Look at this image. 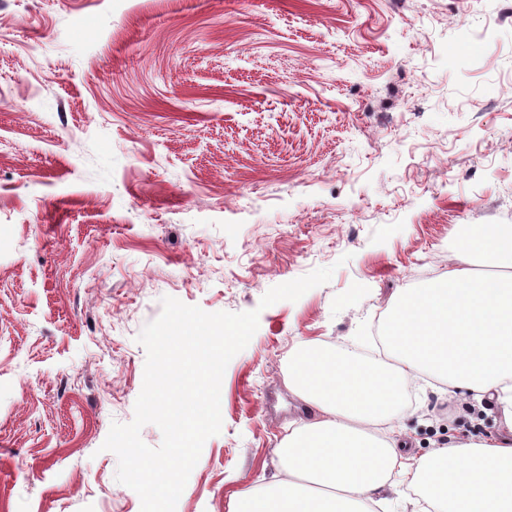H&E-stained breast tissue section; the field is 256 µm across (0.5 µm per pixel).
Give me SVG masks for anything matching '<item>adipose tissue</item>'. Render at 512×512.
I'll list each match as a JSON object with an SVG mask.
<instances>
[{"label":"adipose tissue","instance_id":"1","mask_svg":"<svg viewBox=\"0 0 512 512\" xmlns=\"http://www.w3.org/2000/svg\"><path fill=\"white\" fill-rule=\"evenodd\" d=\"M385 339V367L303 344L288 388L310 414L289 421L273 479L235 493L230 512H362L397 469L429 512H512V225L461 234L443 275L398 295ZM423 375L496 403V436L403 453L400 391Z\"/></svg>","mask_w":512,"mask_h":512}]
</instances>
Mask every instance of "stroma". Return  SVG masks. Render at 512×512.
<instances>
[{
    "label": "stroma",
    "mask_w": 512,
    "mask_h": 512,
    "mask_svg": "<svg viewBox=\"0 0 512 512\" xmlns=\"http://www.w3.org/2000/svg\"><path fill=\"white\" fill-rule=\"evenodd\" d=\"M496 0H0V512H141L102 445L172 296L259 309L176 512L277 471L304 341L371 350L458 237L512 225V23ZM330 282L260 308L320 267ZM416 454L497 432L429 378Z\"/></svg>",
    "instance_id": "1"
}]
</instances>
